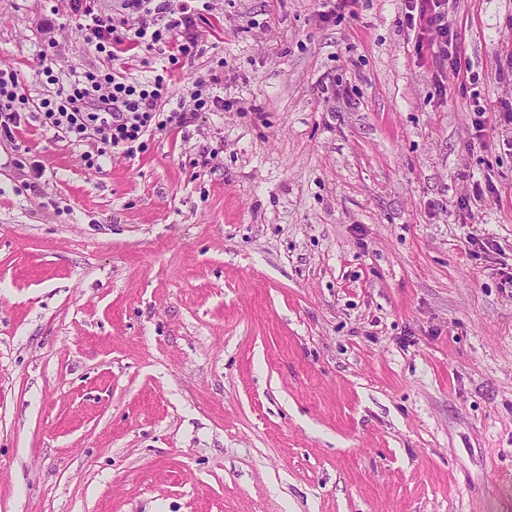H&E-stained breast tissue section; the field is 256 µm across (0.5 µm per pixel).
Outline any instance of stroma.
<instances>
[{"instance_id":"1","label":"stroma","mask_w":512,"mask_h":512,"mask_svg":"<svg viewBox=\"0 0 512 512\" xmlns=\"http://www.w3.org/2000/svg\"><path fill=\"white\" fill-rule=\"evenodd\" d=\"M404 14L208 0L173 64L0 0L32 97L46 58L212 100L94 167L0 136V512H512V0H451L442 93Z\"/></svg>"}]
</instances>
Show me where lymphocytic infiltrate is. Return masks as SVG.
Listing matches in <instances>:
<instances>
[{"mask_svg":"<svg viewBox=\"0 0 512 512\" xmlns=\"http://www.w3.org/2000/svg\"><path fill=\"white\" fill-rule=\"evenodd\" d=\"M88 41L98 53L114 57L124 43L153 48L167 47L171 58L191 54L197 44L196 10L188 0H123L128 15L138 17L132 32H120L111 19L102 17L95 0H73ZM167 14L164 23L145 22V15ZM406 25L419 33L431 51L432 78L443 87L448 72L461 70L460 35L448 19V0H405ZM42 72L55 87L47 97L33 100L21 93L18 73L0 68V132L12 136L26 119L29 110L40 111L47 127L80 141L97 134L102 143L128 156L143 148L142 139L151 131H165L189 120L187 112H165L161 106L169 96L164 75L145 82L132 81L116 74L88 72L77 79L55 75L52 65Z\"/></svg>","mask_w":512,"mask_h":512,"instance_id":"1","label":"lymphocytic infiltrate"}]
</instances>
